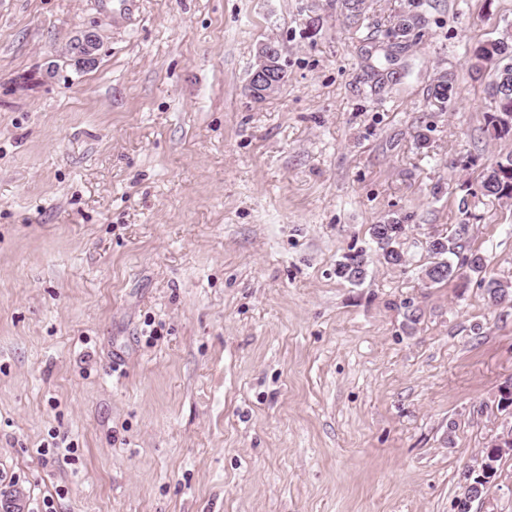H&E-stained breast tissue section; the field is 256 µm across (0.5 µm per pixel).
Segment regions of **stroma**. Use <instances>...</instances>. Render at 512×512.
Instances as JSON below:
<instances>
[{"label":"stroma","mask_w":512,"mask_h":512,"mask_svg":"<svg viewBox=\"0 0 512 512\" xmlns=\"http://www.w3.org/2000/svg\"><path fill=\"white\" fill-rule=\"evenodd\" d=\"M407 5L0 0V488L22 512H457L512 423V303L422 271L512 154L469 70L512 0H422L374 89L362 54ZM267 41L286 79L258 100ZM476 212L469 247L512 282V207ZM391 216L405 265L338 279ZM507 166V169L503 166ZM486 198L491 203L512 202V155L486 166L476 185L466 186V193L460 199L459 208L462 214L472 216L469 212L472 202Z\"/></svg>","instance_id":"stroma-1"}]
</instances>
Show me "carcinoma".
I'll return each instance as SVG.
<instances>
[{"mask_svg": "<svg viewBox=\"0 0 512 512\" xmlns=\"http://www.w3.org/2000/svg\"><path fill=\"white\" fill-rule=\"evenodd\" d=\"M413 6L415 2L412 0L410 8L397 15L395 25L386 34L389 45L384 50L383 61L377 67H371L372 76L378 84L395 75V72L389 70V66L394 64L399 53L409 47L413 40L412 32L421 27L422 17L412 10ZM469 61L473 74L489 79L488 86L497 109V112L488 116V125L491 126L494 136H512V43L504 38L484 42L472 50ZM453 93V82L447 78L433 83L429 96L432 102L442 107ZM484 198L492 203L512 202V155L486 166L477 183L466 186L459 208L469 217L472 202ZM405 231L403 220L396 217L371 226V239L385 263L392 266L405 263L401 249V239L404 238ZM468 231L469 223L464 222L456 225L452 235H439L429 241V251L435 257L433 265L439 267L438 276L431 283L457 281L463 286L470 281L471 276L477 275L490 304L495 306L512 298V283L482 277L487 264L481 252L464 251ZM367 265V257L362 252L346 255L336 263V277L357 284L365 278ZM466 480L463 496L457 500V512H470L471 503L484 496L489 489V482L480 481L476 474H466Z\"/></svg>", "mask_w": 512, "mask_h": 512, "instance_id": "obj_1", "label": "carcinoma"}]
</instances>
